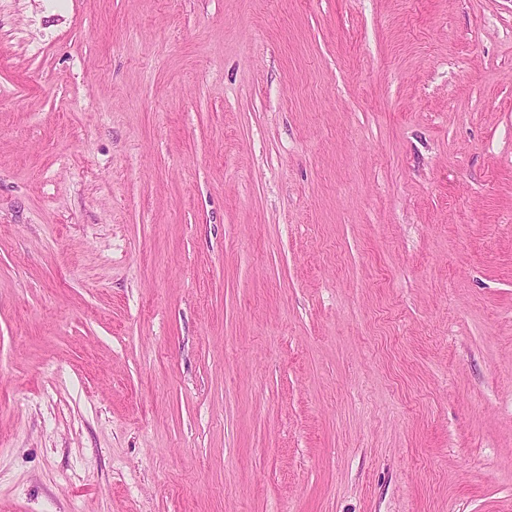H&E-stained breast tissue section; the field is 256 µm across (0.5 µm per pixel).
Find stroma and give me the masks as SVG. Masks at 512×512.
Returning <instances> with one entry per match:
<instances>
[{"mask_svg":"<svg viewBox=\"0 0 512 512\" xmlns=\"http://www.w3.org/2000/svg\"><path fill=\"white\" fill-rule=\"evenodd\" d=\"M0 512H512V0H0Z\"/></svg>","mask_w":512,"mask_h":512,"instance_id":"35a3bbf8","label":"stroma"}]
</instances>
